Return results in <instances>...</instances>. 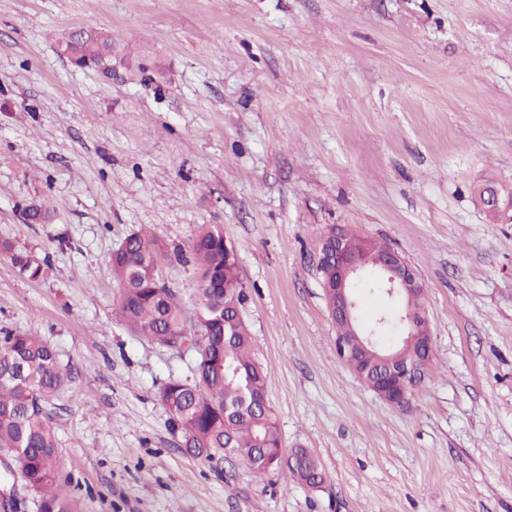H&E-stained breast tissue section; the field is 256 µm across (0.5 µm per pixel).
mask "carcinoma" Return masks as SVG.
<instances>
[{"label": "carcinoma", "mask_w": 512, "mask_h": 512, "mask_svg": "<svg viewBox=\"0 0 512 512\" xmlns=\"http://www.w3.org/2000/svg\"><path fill=\"white\" fill-rule=\"evenodd\" d=\"M58 49L76 67L91 68L112 78V34L81 28L64 37ZM24 224H48L43 203L19 210ZM12 265L31 279L46 272L47 261L0 243ZM200 280L195 315L187 320L174 290L158 287L159 267L169 259L158 240L143 231L128 235L112 252V275L122 288L117 313L137 336L173 347L197 340L192 381L171 379L157 400L182 433L186 452L211 462L225 452L245 454L249 469L259 475L279 470L294 482L315 487L323 474L308 452L299 448L292 462L282 460L276 419L265 397L266 373L252 357L249 329L238 313L245 300L235 246L223 227L202 224L192 241ZM354 373L376 380L382 366L364 356L347 360ZM65 381L55 350L33 334L6 335L0 340V453L17 465L19 477L37 496L38 512H71L56 492L60 455L44 403Z\"/></svg>", "instance_id": "1"}]
</instances>
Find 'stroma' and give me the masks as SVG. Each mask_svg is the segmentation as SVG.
<instances>
[{"label":"stroma","mask_w":512,"mask_h":512,"mask_svg":"<svg viewBox=\"0 0 512 512\" xmlns=\"http://www.w3.org/2000/svg\"><path fill=\"white\" fill-rule=\"evenodd\" d=\"M111 31V81L57 50ZM512 0H0V336L34 333L70 376L45 404L72 512H512ZM48 198L50 224L20 204ZM219 224L284 452L325 481L204 463L156 399L192 356L117 316L109 257L150 229L194 312L191 243ZM417 269L433 339L409 408L340 361L315 252L330 226ZM486 200L490 205L494 206L499 212H502L506 217L505 223L512 222V192L507 191L503 194L499 189L492 185L485 186ZM0 252L1 254L5 253L9 257L12 265L21 275L37 279L46 272L45 265L47 266L48 264L45 259L40 261L31 253L14 248L8 241L0 243Z\"/></svg>","instance_id":"1"}]
</instances>
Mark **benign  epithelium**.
<instances>
[{
	"label": "benign epithelium",
	"mask_w": 512,
	"mask_h": 512,
	"mask_svg": "<svg viewBox=\"0 0 512 512\" xmlns=\"http://www.w3.org/2000/svg\"><path fill=\"white\" fill-rule=\"evenodd\" d=\"M486 200L503 213L506 222H512V192L500 193L499 189L485 186ZM369 240L344 228H336L333 241H319L316 249L317 272L327 266L336 268V284H324V293L330 316L336 330V354L342 361L359 350L373 348L387 369L385 383L394 389L393 397L406 404L414 393L413 383L421 378L426 359L432 355V331L425 309L414 305L416 292L424 291L412 264L399 252L385 247L383 254L371 262L363 258ZM370 273L383 286L391 299L404 303L399 325L407 341L417 342L422 348L421 357L414 359L401 351H376L377 343L366 337L358 318V306L354 293L355 282L364 273Z\"/></svg>",
	"instance_id": "obj_1"
}]
</instances>
